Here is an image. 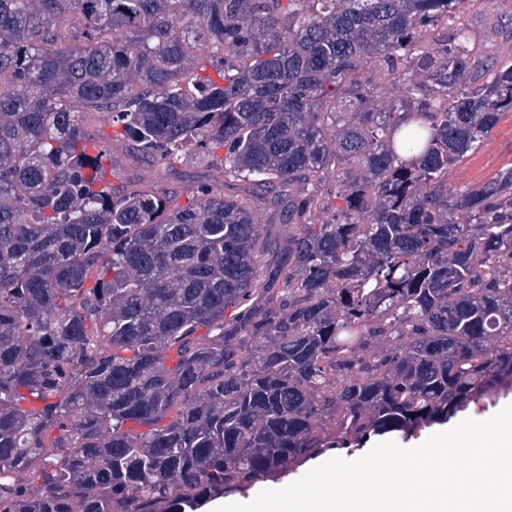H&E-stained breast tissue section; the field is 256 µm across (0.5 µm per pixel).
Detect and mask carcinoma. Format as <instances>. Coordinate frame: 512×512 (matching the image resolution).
Returning a JSON list of instances; mask_svg holds the SVG:
<instances>
[{"label": "carcinoma", "instance_id": "carcinoma-1", "mask_svg": "<svg viewBox=\"0 0 512 512\" xmlns=\"http://www.w3.org/2000/svg\"><path fill=\"white\" fill-rule=\"evenodd\" d=\"M483 2L0 0V512H185L512 393V168L448 190L512 112ZM97 112L224 180L112 189Z\"/></svg>", "mask_w": 512, "mask_h": 512}]
</instances>
